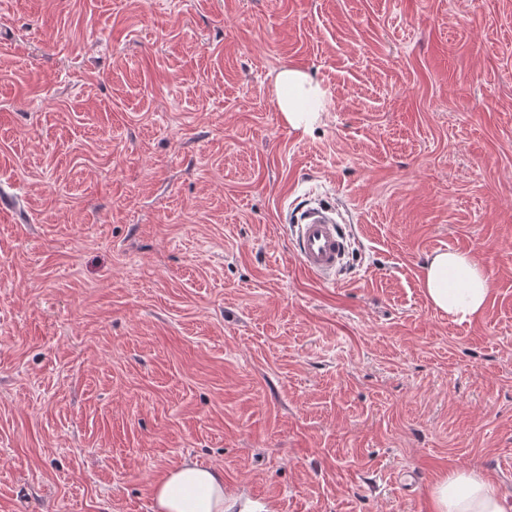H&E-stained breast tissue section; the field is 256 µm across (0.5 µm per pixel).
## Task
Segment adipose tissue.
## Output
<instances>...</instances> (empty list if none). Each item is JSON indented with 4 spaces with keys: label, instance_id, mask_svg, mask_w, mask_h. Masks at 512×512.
<instances>
[{
    "label": "adipose tissue",
    "instance_id": "ef3b65f1",
    "mask_svg": "<svg viewBox=\"0 0 512 512\" xmlns=\"http://www.w3.org/2000/svg\"><path fill=\"white\" fill-rule=\"evenodd\" d=\"M276 106L296 130L309 131L320 119L325 92L308 73L288 68L275 77ZM431 306L453 320L483 312L491 292L488 275L467 252L433 253L423 266ZM152 512H269L267 504L224 494L223 469L185 460L168 469L152 487ZM432 512H507L497 486L480 473L456 469L431 488Z\"/></svg>",
    "mask_w": 512,
    "mask_h": 512
}]
</instances>
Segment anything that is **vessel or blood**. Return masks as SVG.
Returning a JSON list of instances; mask_svg holds the SVG:
<instances>
[{"label": "vessel or blood", "instance_id": "vessel-or-blood-1", "mask_svg": "<svg viewBox=\"0 0 512 512\" xmlns=\"http://www.w3.org/2000/svg\"><path fill=\"white\" fill-rule=\"evenodd\" d=\"M296 256L302 268L321 279L335 275L346 252V238L328 211L306 210L295 234Z\"/></svg>", "mask_w": 512, "mask_h": 512}]
</instances>
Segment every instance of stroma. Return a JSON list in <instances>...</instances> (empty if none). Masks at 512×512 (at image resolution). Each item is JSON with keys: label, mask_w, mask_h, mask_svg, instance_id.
Masks as SVG:
<instances>
[{"label": "stroma", "mask_w": 512, "mask_h": 512, "mask_svg": "<svg viewBox=\"0 0 512 512\" xmlns=\"http://www.w3.org/2000/svg\"><path fill=\"white\" fill-rule=\"evenodd\" d=\"M448 249L468 323L424 295ZM186 459L271 512H420L458 468L512 507V0H0V512H151ZM275 100L279 112L290 127L307 132L320 119L325 91L308 73L296 69H283L275 77ZM329 213L310 208L295 226L296 256L308 274L321 279L336 274L347 248L340 225ZM423 286L431 306L453 320H469L483 312L491 292L485 270L468 252L439 251L423 266Z\"/></svg>", "instance_id": "1"}]
</instances>
